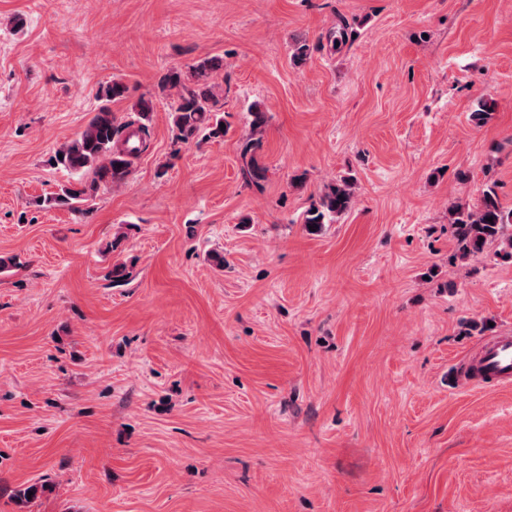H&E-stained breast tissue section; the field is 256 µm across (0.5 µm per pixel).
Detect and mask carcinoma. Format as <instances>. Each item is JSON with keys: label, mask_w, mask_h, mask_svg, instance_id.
<instances>
[{"label": "carcinoma", "mask_w": 512, "mask_h": 512, "mask_svg": "<svg viewBox=\"0 0 512 512\" xmlns=\"http://www.w3.org/2000/svg\"><path fill=\"white\" fill-rule=\"evenodd\" d=\"M222 61L201 58L184 68H171L163 76L159 87L169 91V110L175 139L187 142L203 132L211 139L224 138L222 104L216 93V73ZM128 87L121 81H112L101 87L98 96L108 101L123 100ZM138 129L129 130V124L118 122L112 111L103 107L73 140L62 145L51 158L53 166L79 176L74 183L63 185L59 191L38 201L43 208L66 207L78 217H86L85 202L96 194L100 184L119 185L131 172V157L146 148L149 124L154 102L139 97L134 105ZM261 140L250 139L242 147L243 174L248 184L262 188L267 167L259 162L257 151ZM91 171L93 178L81 179ZM354 197V179L342 177L327 185L319 193L303 218V224L321 232L323 225L332 224L351 208ZM448 223L453 228L459 257H486L488 248L504 237V230L512 226V209L501 203L494 187L482 191L475 205L454 204L448 208Z\"/></svg>", "instance_id": "cac0c4a2"}]
</instances>
